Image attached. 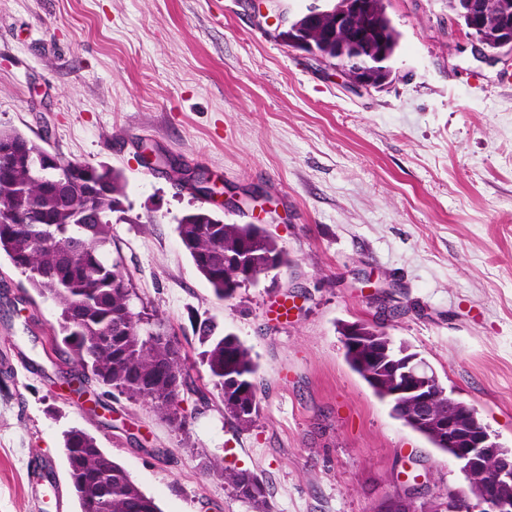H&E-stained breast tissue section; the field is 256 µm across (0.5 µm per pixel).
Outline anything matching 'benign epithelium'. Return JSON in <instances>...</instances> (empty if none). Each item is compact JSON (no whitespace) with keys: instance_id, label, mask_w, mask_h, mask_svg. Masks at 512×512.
<instances>
[{"instance_id":"benign-epithelium-1","label":"benign epithelium","mask_w":512,"mask_h":512,"mask_svg":"<svg viewBox=\"0 0 512 512\" xmlns=\"http://www.w3.org/2000/svg\"><path fill=\"white\" fill-rule=\"evenodd\" d=\"M375 12L374 0H337L331 9L308 8L288 22V31L282 36L288 44L331 64L333 58L317 49L326 43L319 41L316 33L326 25L343 34L344 39L336 41V59L342 60L336 69L345 75L355 91L380 90L390 78L387 65L390 51L374 49L363 54L349 45L357 29L356 19ZM454 22L464 26L467 37L481 55H486L485 47L491 39L496 41L498 52L512 53V25L500 16H487L474 0L465 2V11L454 15ZM381 380L388 398L407 402L417 422L435 428L448 440L469 488L463 501L470 504L471 512H512V452L504 449L486 426L467 418L472 408L448 395L436 374L430 373L426 363L417 356L389 360V374ZM444 401L448 403L446 414L435 409L436 403ZM489 459L497 462L492 477L473 480ZM425 495V485L420 480L410 483L405 479L395 495L383 499L385 508L381 512H411L416 508V501Z\"/></svg>"}]
</instances>
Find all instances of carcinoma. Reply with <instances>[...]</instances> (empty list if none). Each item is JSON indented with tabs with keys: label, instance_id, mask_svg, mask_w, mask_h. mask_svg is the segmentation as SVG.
<instances>
[{
	"label": "carcinoma",
	"instance_id": "carcinoma-1",
	"mask_svg": "<svg viewBox=\"0 0 512 512\" xmlns=\"http://www.w3.org/2000/svg\"><path fill=\"white\" fill-rule=\"evenodd\" d=\"M361 32L367 45L399 38L390 20L376 16L363 21ZM52 159L19 130L0 129V255L55 301L60 314L50 346L64 345L80 367L68 382L82 386L91 379L110 393L148 404L160 419L181 428L185 395H206L190 380L175 334L147 308L136 309L130 276L106 253L112 241V192L124 191L123 177L105 166L61 159L53 165ZM177 232L196 270L222 301L234 298L248 280L245 271L232 266L240 249L252 254L256 269L289 264L286 251L262 224H226L216 216L212 224L180 221ZM362 329V346L343 343L345 359L383 399L385 388L374 381L369 357L372 347L386 345L387 339L380 329L367 324ZM198 339L206 346L202 358L224 414L239 427H250L260 414L258 364L251 350L233 334L213 335L206 324L199 326ZM391 411L448 451L435 435L414 424L404 408L393 405ZM63 451L80 512H161L87 431H66ZM211 465L237 498L254 512H268L266 487L257 475L227 468L219 459Z\"/></svg>",
	"mask_w": 512,
	"mask_h": 512
}]
</instances>
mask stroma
Instances as JSON below:
<instances>
[{"instance_id":"obj_1","label":"stroma","mask_w":512,"mask_h":512,"mask_svg":"<svg viewBox=\"0 0 512 512\" xmlns=\"http://www.w3.org/2000/svg\"><path fill=\"white\" fill-rule=\"evenodd\" d=\"M334 0H0V129L125 180L111 259L175 333L206 399L178 429L63 382L54 302L0 256V512H79L62 453L93 434L162 512H253L209 463L256 474L269 512H373L405 468L466 494L455 460L393 418L338 327L379 325L512 449V55L479 58L448 0H384L392 76L355 94L280 33ZM208 172L228 224H263L289 266L228 301L177 223L206 197L142 152ZM204 320L260 364V415L225 417Z\"/></svg>"}]
</instances>
